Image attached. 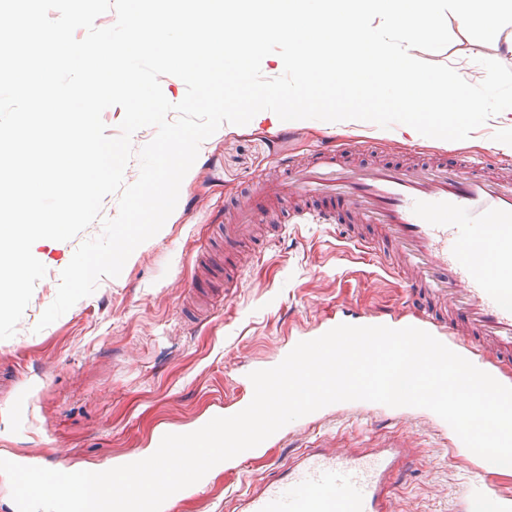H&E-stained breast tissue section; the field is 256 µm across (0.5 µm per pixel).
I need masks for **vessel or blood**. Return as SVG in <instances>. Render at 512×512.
<instances>
[{"instance_id":"1","label":"vessel or blood","mask_w":512,"mask_h":512,"mask_svg":"<svg viewBox=\"0 0 512 512\" xmlns=\"http://www.w3.org/2000/svg\"><path fill=\"white\" fill-rule=\"evenodd\" d=\"M434 166L351 167L335 151L314 150L308 165L290 166L282 183H259L257 195L298 194L317 208L294 212L295 224H333L369 266L404 278L412 303L387 314L342 305L334 316L316 320L305 339L340 324L423 329L500 383L512 386V183L491 178L489 166L512 167V158L467 148L440 152ZM492 245L495 268L473 256ZM382 418L393 422L401 410L367 401L323 407L281 428L265 447L332 417ZM435 431L448 436V455L464 459L469 481L460 512H512V468L474 453L449 425L431 416ZM414 454L400 436L376 440L369 448H340L318 435L288 462L235 495L233 512H391L396 476Z\"/></svg>"}]
</instances>
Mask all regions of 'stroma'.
I'll use <instances>...</instances> for the list:
<instances>
[{
  "mask_svg": "<svg viewBox=\"0 0 512 512\" xmlns=\"http://www.w3.org/2000/svg\"><path fill=\"white\" fill-rule=\"evenodd\" d=\"M452 36L438 51L417 59L467 63V82H482L480 59L512 68V26L489 43L448 20ZM346 137L379 139L378 148L355 155L354 164H405L413 151L442 148L443 140L411 138L401 125L342 124L317 119L222 125L202 144L184 177L176 208L162 229L141 244L118 277L100 279L43 330L42 312L53 302L61 271L81 241L100 234L93 223L69 241L42 239L34 256L47 273L35 286L14 337L0 340V458L32 450L53 455L51 469L100 470L134 452L149 451L161 426H189L223 397L246 396L239 376L268 363L286 347L289 327L307 328L346 303L362 311L403 309L409 290L400 277L340 279L344 244L332 224L273 227L256 242L253 259L238 270V288L217 296L198 319L185 312L201 280L204 254L224 255V226L233 208L248 203L255 181L281 174L280 159L306 158ZM417 458L397 483L394 512H456L468 474L448 457L444 442L424 423H401ZM300 446L296 437L255 455L244 470L220 469L209 490L186 497L175 512H226L227 489L260 478L275 461Z\"/></svg>",
  "mask_w": 512,
  "mask_h": 512,
  "instance_id": "35a3bbf8",
  "label": "stroma"
}]
</instances>
